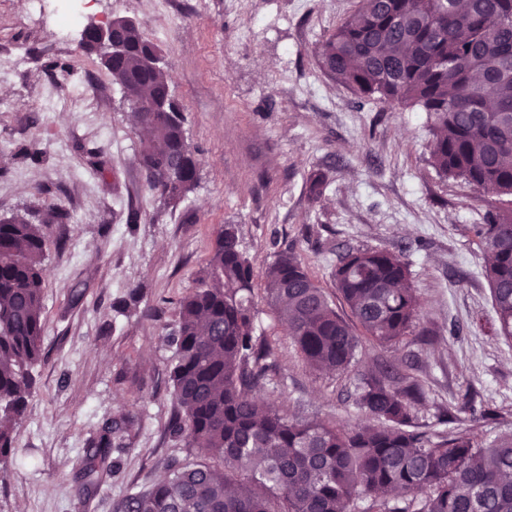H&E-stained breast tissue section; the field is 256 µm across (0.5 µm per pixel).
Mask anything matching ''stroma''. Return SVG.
I'll return each mask as SVG.
<instances>
[{
	"mask_svg": "<svg viewBox=\"0 0 512 512\" xmlns=\"http://www.w3.org/2000/svg\"><path fill=\"white\" fill-rule=\"evenodd\" d=\"M359 0H85L83 23L136 18L169 65L194 188L162 205L145 184L130 111L80 32L53 31L66 0H0V219L27 215L47 243L43 360L0 463V512H118L175 461L168 341L179 299L198 285L227 224L261 271L285 248L306 255L328 297L339 254L404 250L424 301L425 335L370 346L349 372L314 371L266 302L258 333L278 348L264 399L309 418L352 423L361 372L382 358L418 368L427 391L416 423L457 415L483 441L512 430V342L494 332L486 259L473 232L492 200L430 165L427 115L357 98L312 56ZM38 151L24 156V147ZM328 188L312 199L308 182ZM68 215L46 223L50 210ZM138 211V223L127 221ZM130 300L128 310L116 309ZM131 424L118 470L83 501L73 479L106 423Z\"/></svg>",
	"mask_w": 512,
	"mask_h": 512,
	"instance_id": "1",
	"label": "stroma"
}]
</instances>
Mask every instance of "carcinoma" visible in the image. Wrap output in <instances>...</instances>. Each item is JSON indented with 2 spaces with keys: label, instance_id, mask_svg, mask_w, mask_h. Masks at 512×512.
Listing matches in <instances>:
<instances>
[{
  "label": "carcinoma",
  "instance_id": "1",
  "mask_svg": "<svg viewBox=\"0 0 512 512\" xmlns=\"http://www.w3.org/2000/svg\"><path fill=\"white\" fill-rule=\"evenodd\" d=\"M361 0L315 49L320 70L362 97L426 112L433 120L430 163L497 198L474 225L487 256L500 334L512 341V0ZM123 55L113 61L85 32L119 87L140 80L153 99L169 85L163 67L149 68L157 46L140 26L116 21ZM493 82L475 88L476 75ZM141 162L148 190L166 203L191 191L196 150L173 97L150 120ZM46 241L37 224L16 214L0 219V462L16 453L13 431L24 418L41 361L42 263ZM350 315L342 316L311 275L306 257L289 248L261 274L226 224L208 256L200 286L178 302L171 333L170 381L178 413L170 432L202 459L170 468L146 492L132 493L123 512H512V432L484 445L455 428L413 423L423 383L379 362L361 374L356 404L365 421L324 422L272 409L251 397L271 384L274 348L256 333L254 283L288 324L301 356L316 371L342 374L366 342L391 345L423 319L402 251L352 249L331 272ZM129 427L114 420L89 441L74 480L92 497L119 467ZM217 458L221 467L206 462Z\"/></svg>",
  "mask_w": 512,
  "mask_h": 512
}]
</instances>
